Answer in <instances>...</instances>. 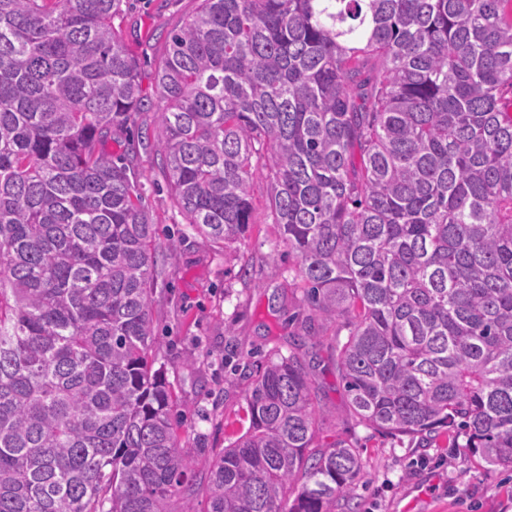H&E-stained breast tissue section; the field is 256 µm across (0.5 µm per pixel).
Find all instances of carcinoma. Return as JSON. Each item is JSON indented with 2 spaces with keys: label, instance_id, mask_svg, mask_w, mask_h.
Returning a JSON list of instances; mask_svg holds the SVG:
<instances>
[{
  "label": "carcinoma",
  "instance_id": "cac0c4a2",
  "mask_svg": "<svg viewBox=\"0 0 512 512\" xmlns=\"http://www.w3.org/2000/svg\"><path fill=\"white\" fill-rule=\"evenodd\" d=\"M121 6L0 0V512H335L361 462L317 443L318 316L360 422L512 470V0H201L169 33L168 188L222 242L262 195L311 308L203 473L140 175L102 148L148 106Z\"/></svg>",
  "mask_w": 512,
  "mask_h": 512
}]
</instances>
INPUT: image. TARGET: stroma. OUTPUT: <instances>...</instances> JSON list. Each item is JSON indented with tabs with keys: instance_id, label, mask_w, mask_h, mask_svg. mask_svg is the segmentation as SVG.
Listing matches in <instances>:
<instances>
[{
	"instance_id": "obj_1",
	"label": "stroma",
	"mask_w": 512,
	"mask_h": 512,
	"mask_svg": "<svg viewBox=\"0 0 512 512\" xmlns=\"http://www.w3.org/2000/svg\"><path fill=\"white\" fill-rule=\"evenodd\" d=\"M198 6L199 0H123L115 24L141 56L149 107L114 132L108 151L138 171L155 225L153 354L165 368L181 443L221 449L250 425L244 374L271 349L288 350L309 309L301 289L286 286L288 248L263 201H256L244 239L214 244L190 228L160 172L163 103L153 77L167 33ZM172 240L173 254L166 250ZM316 352L322 437L356 444L361 458L351 512H512L511 470L487 469L468 448L366 427L350 411L328 349ZM232 378L238 385L230 389Z\"/></svg>"
}]
</instances>
